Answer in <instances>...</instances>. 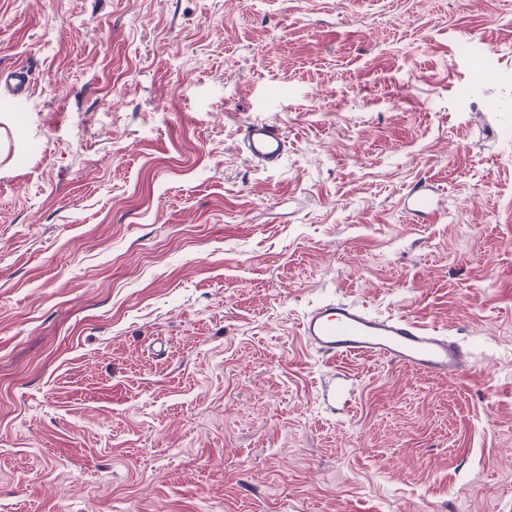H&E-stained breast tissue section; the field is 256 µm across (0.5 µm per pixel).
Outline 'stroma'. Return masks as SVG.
I'll list each match as a JSON object with an SVG mask.
<instances>
[{"label":"stroma","instance_id":"35a3bbf8","mask_svg":"<svg viewBox=\"0 0 512 512\" xmlns=\"http://www.w3.org/2000/svg\"><path fill=\"white\" fill-rule=\"evenodd\" d=\"M16 63L0 512H512V0H0ZM333 300L468 376L327 362ZM15 98H27L31 91V73L27 64H16L0 71V85ZM241 135V147L261 167H276L288 149L284 127L275 119L246 123ZM404 197L410 213L427 223H437L446 214V208L435 197V191L429 188L428 180L415 183Z\"/></svg>","mask_w":512,"mask_h":512}]
</instances>
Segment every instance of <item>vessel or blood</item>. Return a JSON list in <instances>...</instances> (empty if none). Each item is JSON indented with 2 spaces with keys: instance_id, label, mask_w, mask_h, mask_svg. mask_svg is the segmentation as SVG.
<instances>
[{
  "instance_id": "b4317fda",
  "label": "vessel or blood",
  "mask_w": 512,
  "mask_h": 512,
  "mask_svg": "<svg viewBox=\"0 0 512 512\" xmlns=\"http://www.w3.org/2000/svg\"><path fill=\"white\" fill-rule=\"evenodd\" d=\"M0 85L14 97H28L31 91L28 65L17 64L1 70ZM241 146L257 165L273 168L288 149V137L277 120L254 121L242 126ZM405 199L410 213L426 222H439L446 213L427 182L411 186ZM300 327L305 341L322 357L332 360L362 355L453 379L466 376L471 364L469 352L448 338L408 319L369 314L353 302L339 300L318 305L304 315Z\"/></svg>"
}]
</instances>
